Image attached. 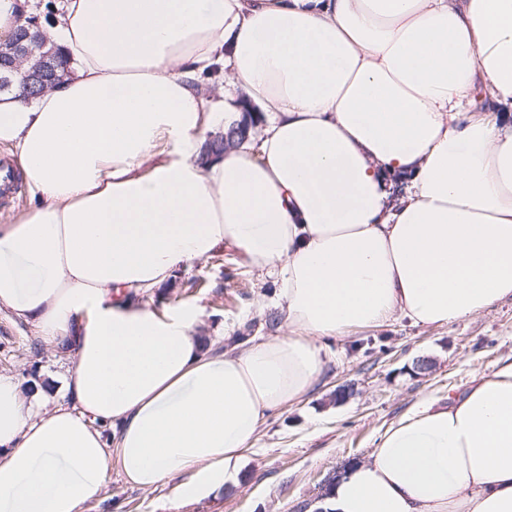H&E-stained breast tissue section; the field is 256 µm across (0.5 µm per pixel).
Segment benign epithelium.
Here are the masks:
<instances>
[{
  "mask_svg": "<svg viewBox=\"0 0 512 512\" xmlns=\"http://www.w3.org/2000/svg\"><path fill=\"white\" fill-rule=\"evenodd\" d=\"M58 48L38 26L23 28L9 42L0 44V92L19 86L33 96L61 81Z\"/></svg>",
  "mask_w": 512,
  "mask_h": 512,
  "instance_id": "obj_1",
  "label": "benign epithelium"
}]
</instances>
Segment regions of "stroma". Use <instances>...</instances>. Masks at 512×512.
I'll list each match as a JSON object with an SVG mask.
<instances>
[{"mask_svg":"<svg viewBox=\"0 0 512 512\" xmlns=\"http://www.w3.org/2000/svg\"><path fill=\"white\" fill-rule=\"evenodd\" d=\"M203 279L206 289L193 288ZM274 279L247 265L232 248L220 258L193 261L155 290L147 303L157 311L176 305L198 307L197 332L217 346L240 348L286 333ZM274 324H267V316ZM34 329L10 312H0V374L14 376L22 390L57 380L72 356L43 347L32 355ZM319 380L299 401L267 416L254 448L243 461L239 483L185 505H177L184 473L154 489L126 483L111 466L100 501L85 512H315L345 466L368 458L390 424L426 396L458 393L473 378L512 362V298L441 327L396 320L358 328L322 342ZM428 358L429 372L416 359ZM349 386L351 393L338 398Z\"/></svg>","mask_w":512,"mask_h":512,"instance_id":"1","label":"stroma"}]
</instances>
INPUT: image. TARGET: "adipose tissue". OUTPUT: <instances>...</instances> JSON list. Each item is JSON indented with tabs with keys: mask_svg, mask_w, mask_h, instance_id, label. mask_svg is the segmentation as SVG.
<instances>
[{
	"mask_svg": "<svg viewBox=\"0 0 512 512\" xmlns=\"http://www.w3.org/2000/svg\"><path fill=\"white\" fill-rule=\"evenodd\" d=\"M70 74L0 93L33 203L0 225V311L67 343L65 401L0 374V512H83L111 462L145 489L236 483L321 341L512 298V0H59ZM244 90L259 134L201 161ZM276 278L288 333L212 353L193 306L135 304L224 248ZM324 512H512V363L426 397Z\"/></svg>",
	"mask_w": 512,
	"mask_h": 512,
	"instance_id": "adipose-tissue-1",
	"label": "adipose tissue"
}]
</instances>
